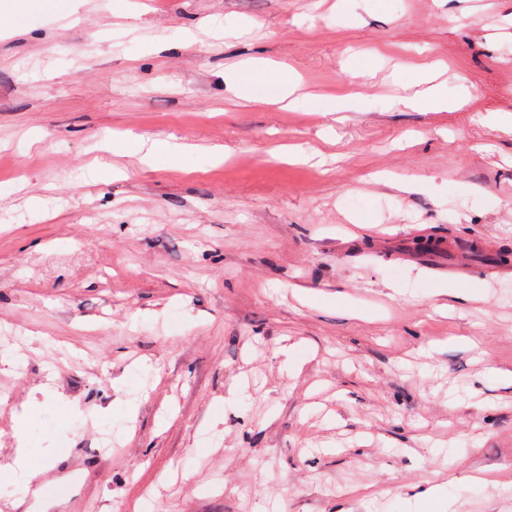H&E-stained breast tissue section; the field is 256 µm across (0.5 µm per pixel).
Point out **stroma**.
Instances as JSON below:
<instances>
[{
  "instance_id": "35a3bbf8",
  "label": "stroma",
  "mask_w": 512,
  "mask_h": 512,
  "mask_svg": "<svg viewBox=\"0 0 512 512\" xmlns=\"http://www.w3.org/2000/svg\"><path fill=\"white\" fill-rule=\"evenodd\" d=\"M69 7L0 0V512H512V0ZM423 507L427 512H453L450 511L452 504L448 498L446 488L442 486H431L422 494V505L415 504L414 507L409 505L407 511H412V508L417 509Z\"/></svg>"
}]
</instances>
